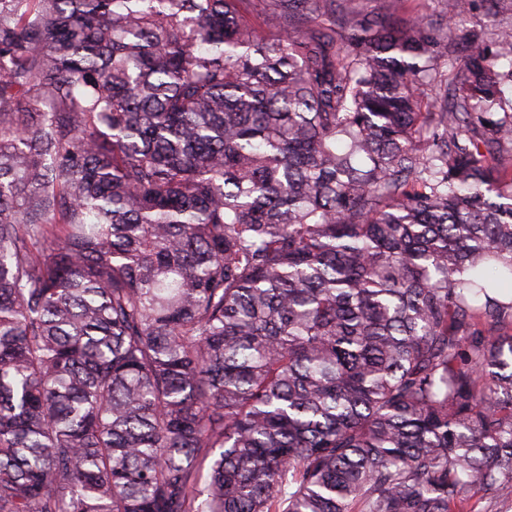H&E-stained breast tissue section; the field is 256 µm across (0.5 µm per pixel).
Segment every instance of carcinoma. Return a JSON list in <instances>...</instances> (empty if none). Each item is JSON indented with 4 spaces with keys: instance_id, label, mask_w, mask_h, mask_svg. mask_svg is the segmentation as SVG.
<instances>
[{
    "instance_id": "obj_1",
    "label": "carcinoma",
    "mask_w": 512,
    "mask_h": 512,
    "mask_svg": "<svg viewBox=\"0 0 512 512\" xmlns=\"http://www.w3.org/2000/svg\"><path fill=\"white\" fill-rule=\"evenodd\" d=\"M247 2L0 0V512L511 505L500 0ZM405 6L406 9H402L399 19H407L416 14L438 19L442 9L440 0H408L405 2Z\"/></svg>"
}]
</instances>
